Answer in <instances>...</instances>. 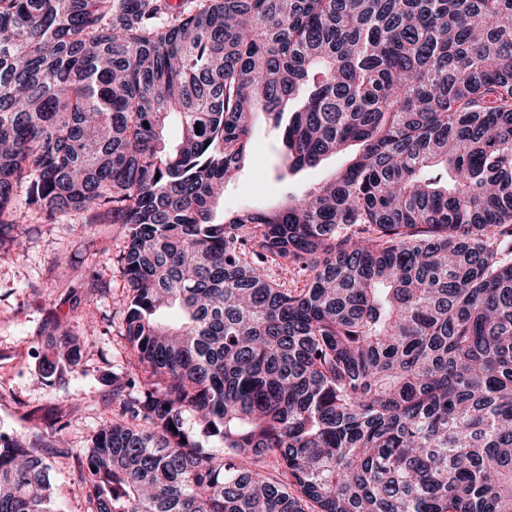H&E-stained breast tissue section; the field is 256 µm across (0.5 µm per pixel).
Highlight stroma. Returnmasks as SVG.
Wrapping results in <instances>:
<instances>
[{
  "label": "stroma",
  "instance_id": "35a3bbf8",
  "mask_svg": "<svg viewBox=\"0 0 512 512\" xmlns=\"http://www.w3.org/2000/svg\"><path fill=\"white\" fill-rule=\"evenodd\" d=\"M298 108L290 103L276 119L258 115L251 155L225 187L215 221L278 205L346 165L343 151L287 172L284 133ZM125 245L122 225L86 224L78 216L51 224L32 211L7 244L11 259L0 262V432L36 433L67 421L64 446L45 451L57 512H88L79 454L111 416L112 379L133 353L122 328L130 288L117 262ZM59 325L79 338L83 356L75 367L58 360L47 378V339Z\"/></svg>",
  "mask_w": 512,
  "mask_h": 512
}]
</instances>
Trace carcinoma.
I'll return each instance as SVG.
<instances>
[{
    "label": "carcinoma",
    "mask_w": 512,
    "mask_h": 512,
    "mask_svg": "<svg viewBox=\"0 0 512 512\" xmlns=\"http://www.w3.org/2000/svg\"><path fill=\"white\" fill-rule=\"evenodd\" d=\"M296 100L289 170L350 163L212 222ZM19 196L126 229L91 512H512V0H0V250ZM63 428L0 434V512Z\"/></svg>",
    "instance_id": "cac0c4a2"
}]
</instances>
